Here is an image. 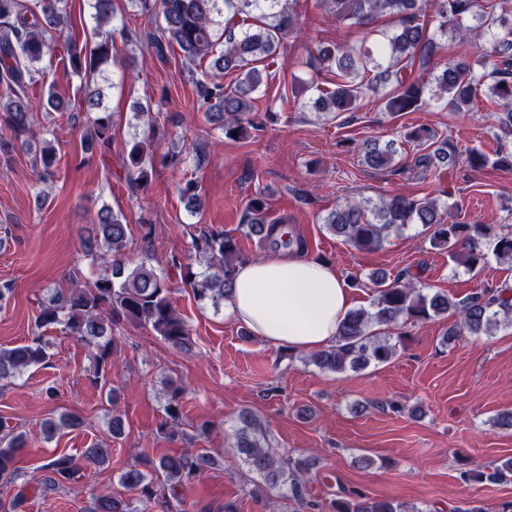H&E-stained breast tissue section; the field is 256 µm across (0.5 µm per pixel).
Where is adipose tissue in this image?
I'll return each mask as SVG.
<instances>
[{
  "label": "adipose tissue",
  "mask_w": 512,
  "mask_h": 512,
  "mask_svg": "<svg viewBox=\"0 0 512 512\" xmlns=\"http://www.w3.org/2000/svg\"><path fill=\"white\" fill-rule=\"evenodd\" d=\"M353 297L334 266L293 250L240 264L224 316L294 350L332 343Z\"/></svg>",
  "instance_id": "ef3b65f1"
}]
</instances>
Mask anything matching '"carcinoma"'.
<instances>
[{
    "instance_id": "carcinoma-1",
    "label": "carcinoma",
    "mask_w": 512,
    "mask_h": 512,
    "mask_svg": "<svg viewBox=\"0 0 512 512\" xmlns=\"http://www.w3.org/2000/svg\"><path fill=\"white\" fill-rule=\"evenodd\" d=\"M94 19L106 21L114 16L115 0H91ZM137 12L155 21L153 28L143 31L128 29L126 41H136L153 49L161 59L173 48L180 50L190 66L208 62L202 77H192L197 111L204 113L210 124L224 131V136L242 139L257 129L253 112L255 94L264 84L258 65L277 56L284 40L297 31L298 16L285 6L284 0H128ZM336 21L364 27L378 15H390L395 28L385 35L375 49L326 45L318 48L311 67L316 73L334 74L336 80L316 88L313 101L316 111L338 118L358 109L368 91H382L384 109L390 114L416 112L427 103L424 98L433 86L430 99L448 97V106L461 111L476 105L477 92L487 86L493 103L503 108L496 113L502 135L496 136L498 147L494 157L476 150L468 161L475 169L486 166L512 168V144L503 137L512 136V21L496 14L492 0H434L438 29L461 42L479 37L480 57L491 69L481 75L472 66L450 60L443 68L424 80L422 72L432 64L437 52L436 39L420 23L421 0H323ZM68 0H0V155H8L16 147L29 144L31 135L29 90L43 71L39 64L50 55L52 46L70 26ZM478 25L466 24V19ZM71 70L83 76L102 73L117 57V48L106 36L92 47L69 40L64 46ZM236 75L224 84V77ZM87 102L93 108L88 118V132L83 150L109 149L114 123L112 113L99 109L100 92L89 91ZM405 139L420 150L407 159L389 141L380 145L366 140L358 146L362 163L376 171L400 173L409 171L422 178L433 169L448 170L459 165L454 145L433 129L420 125L407 130ZM56 149L43 148L33 165L41 170L42 179L54 175ZM124 165L136 187L148 185L154 174L151 144L135 140L127 144ZM243 225L244 236L257 237L260 246L276 251L281 248L306 246L304 239L283 234L274 235L275 223L268 217L267 197L258 195L247 204ZM327 229L353 247L377 251L389 234L410 224H420L428 233L431 246L448 252V258L475 270L485 262L491 250L501 263L512 270V224L496 231L487 224H447L439 212L438 201L429 197L389 194L372 202L361 199L347 202L332 210L324 221ZM93 230L83 243V253L105 266L108 273L89 286L73 285L55 288L47 298L37 299L39 313L37 332L25 343L0 348V383L11 382L23 371L50 358L49 342L42 329H60L76 336L91 348L96 367L112 365L114 338L108 335L124 322L149 326L172 348L190 353L194 344L189 323L176 311L171 301V288L164 271L150 264L153 225H144L138 264L126 266L129 246L125 215L105 207L92 219ZM194 251L206 258L202 273L186 266L184 283L199 301L218 303L230 294L236 265L243 262L239 239L231 235H213L205 231L193 237ZM375 298L369 309H353L340 323L334 341L313 352L309 361L318 368L336 374L359 371L370 364L390 362L399 344L390 342L386 332L393 330L397 339L406 332L402 327L424 324L452 315L455 322L447 333L452 340L464 334H487L501 323H512V286L503 282L497 288H483L463 300H454L443 292L423 293L416 277L408 270L390 279L384 273L371 275ZM184 388L167 383L166 425L178 428ZM235 431V447L244 455L250 470L258 473L265 487L276 489L287 485L297 500H303L307 475L312 464L273 448L263 422L244 411ZM82 420L73 414L47 418L42 422L44 438L53 439L61 431L75 428ZM25 445L24 434L0 420V484L11 486L24 476L18 466ZM111 450L94 445L84 450V460L99 466L110 460ZM215 460L201 451L186 450L180 454L162 455L143 461L144 469L129 470L121 477L127 490L139 495L151 512H179L178 489L193 483ZM36 488L41 494L60 492L74 480L79 471L78 459L67 453L50 458ZM512 477V459L499 466H477L460 472L465 483L501 482ZM20 488L9 503H0V512H19L26 503V488ZM88 512H133L131 501L120 494L92 497ZM331 512H404L390 499H375L363 492L335 499Z\"/></svg>"
}]
</instances>
